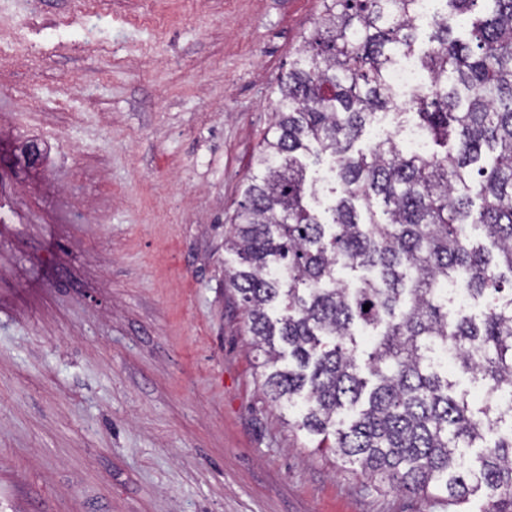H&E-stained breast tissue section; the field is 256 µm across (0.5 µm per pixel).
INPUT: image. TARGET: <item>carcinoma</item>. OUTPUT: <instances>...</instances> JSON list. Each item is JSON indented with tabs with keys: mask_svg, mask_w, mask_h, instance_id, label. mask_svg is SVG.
<instances>
[{
	"mask_svg": "<svg viewBox=\"0 0 512 512\" xmlns=\"http://www.w3.org/2000/svg\"><path fill=\"white\" fill-rule=\"evenodd\" d=\"M413 3L322 0L225 232L228 277L266 394L298 408L292 427L317 450L450 506L482 491L487 512H512V427L459 463L512 406L472 408L428 359L453 347L462 372L512 403V0H439L410 108L440 150L391 138L356 151L378 113L404 115L387 73L413 51ZM311 151L336 163L325 218L309 203ZM471 226L490 246L469 244ZM340 268L360 273L356 287ZM457 278L487 300L480 319L452 321L434 300Z\"/></svg>",
	"mask_w": 512,
	"mask_h": 512,
	"instance_id": "cac0c4a2",
	"label": "carcinoma"
}]
</instances>
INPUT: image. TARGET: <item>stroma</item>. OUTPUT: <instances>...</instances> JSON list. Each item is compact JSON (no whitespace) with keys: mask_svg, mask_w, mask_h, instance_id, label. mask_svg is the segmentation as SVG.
I'll return each instance as SVG.
<instances>
[{"mask_svg":"<svg viewBox=\"0 0 512 512\" xmlns=\"http://www.w3.org/2000/svg\"><path fill=\"white\" fill-rule=\"evenodd\" d=\"M320 11L0 0V512H486L317 452L263 392L224 232Z\"/></svg>","mask_w":512,"mask_h":512,"instance_id":"stroma-1","label":"stroma"}]
</instances>
